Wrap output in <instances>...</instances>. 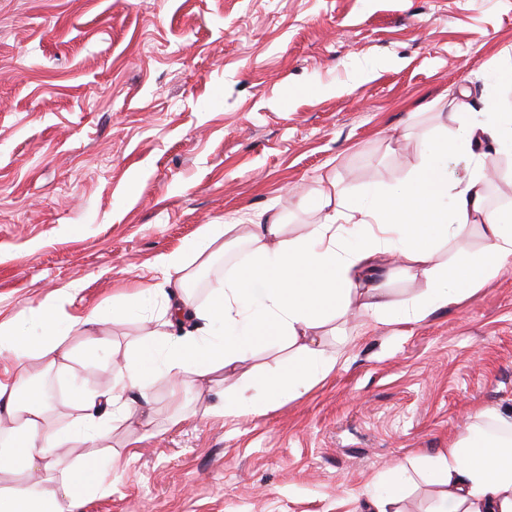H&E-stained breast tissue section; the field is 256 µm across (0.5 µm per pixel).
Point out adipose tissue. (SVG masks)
<instances>
[{"label": "adipose tissue", "instance_id": "adipose-tissue-1", "mask_svg": "<svg viewBox=\"0 0 512 512\" xmlns=\"http://www.w3.org/2000/svg\"><path fill=\"white\" fill-rule=\"evenodd\" d=\"M467 106L462 99L454 103L448 123L455 134L424 149L397 185L373 187L362 203L353 204L336 181H329L318 195L321 217L305 233L287 235L275 215H258L249 235L247 269L226 272L207 303H194L158 284L145 288V295L159 301L145 344L113 376L105 393L75 389L82 416L65 436L48 433L46 395L35 391L23 401L18 386L34 369L50 370L68 360L66 330L85 332L103 323L105 313L93 308L59 325L54 315L69 300L66 289L37 308L40 337L0 322V359L14 369L13 379H0V420L9 422L0 474L46 475L42 481L0 486V512H80L85 493L105 489L114 461L95 455L64 467L57 448L108 442L113 426L102 420V407L125 420L145 413L157 379L176 390L192 376L232 374L248 356L256 327L272 328L299 356L294 367L264 379L271 401L290 400L335 369V358L320 348V331L338 311L355 303L378 322L395 311L404 321L416 322L493 280L512 259V208L486 204L490 160L512 150V113L497 111L487 99L483 108L493 113V121L472 123L463 119ZM462 151L475 152L477 168L468 180L449 182L448 158ZM474 226L485 241L483 248L461 253L447 267L435 263L436 239H455ZM354 227L365 233L357 250L347 245ZM233 230L230 224L202 225L189 247L165 257L168 276L185 280L189 261L205 265L214 254L236 246ZM393 252L406 272L426 280L420 297L399 306L376 274V259ZM144 356L158 358L157 371L141 368ZM478 419L431 459L437 485L432 512H512V414L488 407Z\"/></svg>", "mask_w": 512, "mask_h": 512}]
</instances>
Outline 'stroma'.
<instances>
[{"label": "stroma", "instance_id": "obj_1", "mask_svg": "<svg viewBox=\"0 0 512 512\" xmlns=\"http://www.w3.org/2000/svg\"><path fill=\"white\" fill-rule=\"evenodd\" d=\"M454 87L512 111V0H0V322L39 335L29 311L73 286L59 321L111 307L204 224L244 237L270 209L302 233L327 179L359 200L401 182ZM155 311L68 336L55 430ZM323 349L335 370L258 417L236 400L297 359L267 332L231 378L175 400L157 382L152 425L116 422L112 489L80 512H367L400 477V512H431L428 459L512 409V262L418 323L350 308Z\"/></svg>", "mask_w": 512, "mask_h": 512}]
</instances>
